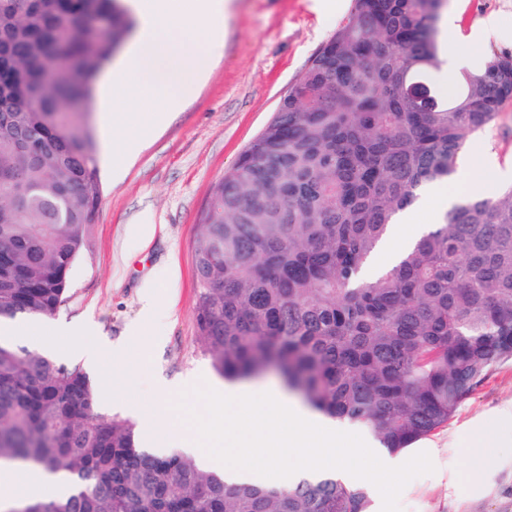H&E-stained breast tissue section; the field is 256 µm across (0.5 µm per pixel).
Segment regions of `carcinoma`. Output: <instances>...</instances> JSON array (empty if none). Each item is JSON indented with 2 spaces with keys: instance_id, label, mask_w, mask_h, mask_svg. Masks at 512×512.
<instances>
[{
  "instance_id": "1",
  "label": "carcinoma",
  "mask_w": 512,
  "mask_h": 512,
  "mask_svg": "<svg viewBox=\"0 0 512 512\" xmlns=\"http://www.w3.org/2000/svg\"><path fill=\"white\" fill-rule=\"evenodd\" d=\"M444 0H353L279 112L214 185L195 240L198 337L227 380L286 388L398 453L512 358V186L465 199L399 263L359 273L423 186L512 102V51L432 81ZM133 28L121 0H0V321L59 311L102 183L95 84ZM62 471L8 512H368L335 478L227 483L139 447L79 364L0 339V464Z\"/></svg>"
}]
</instances>
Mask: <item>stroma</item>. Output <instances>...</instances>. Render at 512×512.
<instances>
[{
    "label": "stroma",
    "instance_id": "stroma-1",
    "mask_svg": "<svg viewBox=\"0 0 512 512\" xmlns=\"http://www.w3.org/2000/svg\"><path fill=\"white\" fill-rule=\"evenodd\" d=\"M327 11L315 0H237L224 24V48L194 94L165 126L153 131L121 177L100 161L102 201L86 246L73 264L70 289L53 324L66 345L82 333L111 343L112 383L101 386L98 408L122 400L203 406L195 389L217 381L196 325L194 243L215 183L272 120L312 56L350 15L351 0ZM456 48L489 57L512 51V0H448ZM498 32L471 39L487 18ZM512 103L494 127L472 138L459 163L460 195L484 198L512 185ZM154 295L145 317L146 295ZM489 422L498 448L486 478L469 476L471 430ZM437 448L433 473L411 480L401 512H512V360L499 363L459 405L448 423L426 436Z\"/></svg>",
    "mask_w": 512,
    "mask_h": 512
}]
</instances>
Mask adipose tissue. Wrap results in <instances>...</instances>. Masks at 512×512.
Wrapping results in <instances>:
<instances>
[{"instance_id":"adipose-tissue-1","label":"adipose tissue","mask_w":512,"mask_h":512,"mask_svg":"<svg viewBox=\"0 0 512 512\" xmlns=\"http://www.w3.org/2000/svg\"><path fill=\"white\" fill-rule=\"evenodd\" d=\"M139 25L127 49L108 66L100 80L98 121L104 132V148L112 157L113 171H122L135 156L147 131L178 112L201 74L224 45V23L234 0H127ZM456 24L445 16L441 24L443 48L439 76L456 80L463 72H477L474 57L455 50ZM138 98L143 114L130 122L122 108L128 98ZM124 130L115 139L116 130ZM63 495L61 475L45 470L20 472L0 467V500L4 503L36 500L42 489Z\"/></svg>"}]
</instances>
